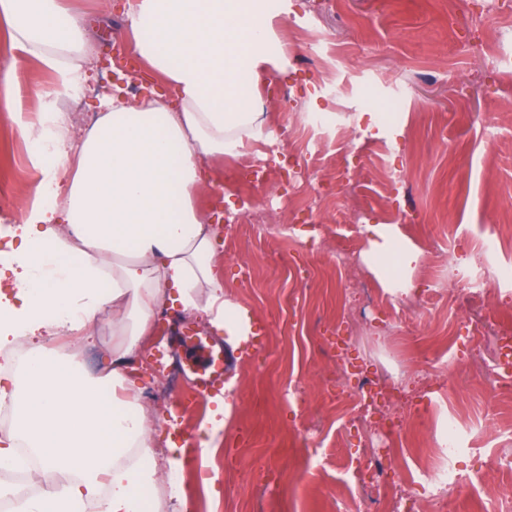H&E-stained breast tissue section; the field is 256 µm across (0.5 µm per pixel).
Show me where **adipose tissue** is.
I'll use <instances>...</instances> for the list:
<instances>
[{"label": "adipose tissue", "instance_id": "ef3b65f1", "mask_svg": "<svg viewBox=\"0 0 512 512\" xmlns=\"http://www.w3.org/2000/svg\"><path fill=\"white\" fill-rule=\"evenodd\" d=\"M288 0H128L133 51L172 100L102 99L104 110L79 142L64 112L42 113L32 142L41 171L33 201L0 235V352L32 346L23 367L0 371V404L18 423L0 436V470L36 458L55 488L17 500L14 512H166L177 483L159 492L161 469L177 472L176 447L158 452L152 419L127 370L140 355L164 301L205 313L233 349L254 334L249 310L233 302L216 270L219 244L194 194L212 159L253 141L274 145L259 107V77L284 52L270 36ZM11 55L0 70V112L17 119L12 75L30 58L60 77L59 93L82 80L61 52L84 47L79 17L57 0H0ZM362 260L392 296L417 290L420 248L399 225L371 224ZM111 311L119 340L99 374L43 347L61 332L82 333ZM29 448V455L18 452Z\"/></svg>", "mask_w": 512, "mask_h": 512}]
</instances>
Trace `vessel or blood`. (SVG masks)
Here are the masks:
<instances>
[{
  "label": "vessel or blood",
  "instance_id": "1",
  "mask_svg": "<svg viewBox=\"0 0 512 512\" xmlns=\"http://www.w3.org/2000/svg\"><path fill=\"white\" fill-rule=\"evenodd\" d=\"M177 346L181 352V368L192 375L197 394L203 396L223 388L227 354L222 344L181 335Z\"/></svg>",
  "mask_w": 512,
  "mask_h": 512
}]
</instances>
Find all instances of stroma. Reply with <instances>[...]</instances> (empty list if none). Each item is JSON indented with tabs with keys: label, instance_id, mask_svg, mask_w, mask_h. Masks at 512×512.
Wrapping results in <instances>:
<instances>
[{
	"label": "stroma",
	"instance_id": "1",
	"mask_svg": "<svg viewBox=\"0 0 512 512\" xmlns=\"http://www.w3.org/2000/svg\"><path fill=\"white\" fill-rule=\"evenodd\" d=\"M84 25L86 54L68 56L87 80L78 98L84 120L69 135L81 139L101 115L111 49L130 46L127 0H62ZM286 15L273 19V40L282 44L286 70L271 71L259 84L264 109L289 154L285 171L262 185L249 183L240 168L259 164L268 147L255 141L237 157L210 165V182L197 203L210 209L222 193L253 197L265 209L263 228L239 214L224 224L228 249L218 272L232 300L253 315L260 350L228 356L237 380L232 415L222 443L208 459L194 455L200 426L213 404L197 396L189 377L150 370L153 356L170 348L183 325L218 338L200 316L167 313L164 331L145 343L143 367L133 380L150 390L144 404L154 415L155 437L166 447L172 433L183 441L179 472L183 499L170 512H388L372 502L367 486L354 483L350 463L374 449L392 447L398 468L416 483L412 504L428 512L438 489L421 472L443 419L459 427L457 460L463 473L479 475L472 494L444 492L451 512H494L500 492L512 489V474L496 472L491 459L501 442L472 441L468 426L494 416L512 430V396L491 395L485 376L496 360L494 338L512 327V283L482 300H468L448 278L454 265L512 268V250L485 255L480 241L492 229L512 226V26L482 33L479 15H512V0H289ZM24 121L39 134L45 108L34 86L51 87L56 75L37 59L12 76ZM321 115V125L306 117ZM391 119L386 134L368 124ZM495 136L497 154L485 150ZM40 176L31 143L0 117V225L27 209ZM334 184V195L308 202L303 187L312 179ZM311 205L307 223L296 226V248L283 254L276 225ZM400 225L435 266L444 292L434 315H415L414 296L392 298L380 288L361 258L337 270L329 250L339 243L362 250L365 225ZM357 282L343 292L341 278ZM366 309V319L348 326L349 305ZM469 336L453 347L452 335ZM112 313L104 311L78 337L72 352L81 367L98 372L110 348ZM344 354L368 372L399 388L393 406L350 428L347 405L338 403L326 378ZM458 358L461 380L448 386V358ZM434 363L421 379L420 361Z\"/></svg>",
	"mask_w": 512,
	"mask_h": 512
}]
</instances>
